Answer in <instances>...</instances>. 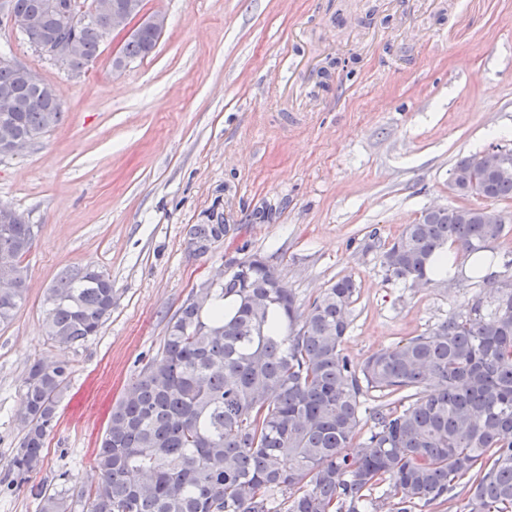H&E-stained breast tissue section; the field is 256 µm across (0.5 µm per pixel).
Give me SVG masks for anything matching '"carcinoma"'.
I'll return each mask as SVG.
<instances>
[{"instance_id": "cac0c4a2", "label": "carcinoma", "mask_w": 512, "mask_h": 512, "mask_svg": "<svg viewBox=\"0 0 512 512\" xmlns=\"http://www.w3.org/2000/svg\"><path fill=\"white\" fill-rule=\"evenodd\" d=\"M77 0H0V24L37 15L50 41L67 32ZM81 70L98 55L105 31L78 32ZM151 30L125 40L112 67L149 56ZM45 81L0 64V140H37L63 119ZM450 187L460 197L512 201V176L487 170L482 154L459 158ZM224 224H194L190 243L221 241ZM478 207L428 209L384 252L387 278L433 284L435 252L467 254L499 239ZM37 232L24 221L0 231V323L25 300L26 255ZM250 287L232 282L185 300L169 321L161 358L148 363L112 406L95 453L97 484L88 512H364L388 487L394 512L453 497L469 486L471 512H512V280L450 315L428 332L381 349L359 364L345 354L349 310L357 292L338 278L302 313L294 295L275 288L266 259L249 261ZM112 279L95 266L64 270L45 302L44 332L68 348L98 335L112 314ZM234 305L224 310V299ZM68 373L36 362L23 381L17 414L23 447L8 463L24 475L43 462ZM366 391L379 404L362 410ZM365 438H360L362 428ZM39 512H69L68 489H42Z\"/></svg>"}]
</instances>
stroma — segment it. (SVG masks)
Instances as JSON below:
<instances>
[{
	"instance_id": "35a3bbf8",
	"label": "stroma",
	"mask_w": 512,
	"mask_h": 512,
	"mask_svg": "<svg viewBox=\"0 0 512 512\" xmlns=\"http://www.w3.org/2000/svg\"><path fill=\"white\" fill-rule=\"evenodd\" d=\"M167 17L151 55L112 68L105 39L81 73L0 25V51L50 83L65 118L0 155V205L37 237L29 288L0 325V512H38L65 481L87 512L93 450L113 404L160 355L173 317L201 283L252 255L277 265L299 309L352 276L343 348L356 362L469 315L485 280L413 288L382 257L405 225L458 205L464 155L512 149V0H144ZM229 234L189 246L192 224ZM112 279L98 336L62 348L44 334L48 288L68 267ZM67 362L68 391L41 468L6 463L31 364Z\"/></svg>"
}]
</instances>
